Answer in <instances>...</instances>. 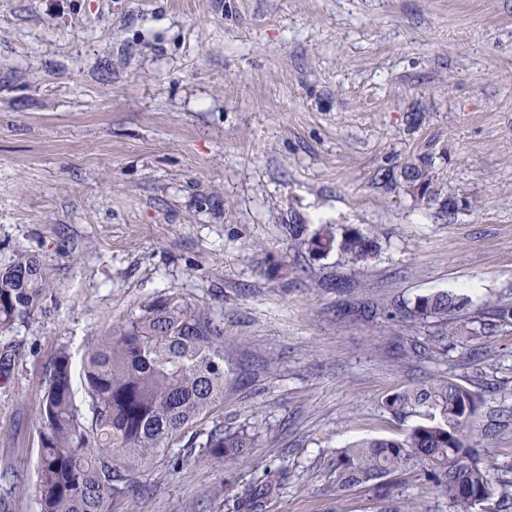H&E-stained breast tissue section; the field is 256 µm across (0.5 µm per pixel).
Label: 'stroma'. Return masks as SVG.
I'll use <instances>...</instances> for the list:
<instances>
[{
	"instance_id": "1",
	"label": "stroma",
	"mask_w": 512,
	"mask_h": 512,
	"mask_svg": "<svg viewBox=\"0 0 512 512\" xmlns=\"http://www.w3.org/2000/svg\"><path fill=\"white\" fill-rule=\"evenodd\" d=\"M426 159L454 220L411 195ZM357 227L367 265L313 258L288 227ZM38 256L42 309L0 334V512H40L37 407L56 347L80 358L142 302L179 292L224 316L228 469L160 466L131 512H379L336 495L331 460L400 438L391 392L445 377L512 399V327L484 355L403 344L362 297L512 300V0H0V263Z\"/></svg>"
}]
</instances>
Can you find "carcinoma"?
I'll use <instances>...</instances> for the list:
<instances>
[{"mask_svg":"<svg viewBox=\"0 0 512 512\" xmlns=\"http://www.w3.org/2000/svg\"><path fill=\"white\" fill-rule=\"evenodd\" d=\"M405 182L431 199L432 176L425 160L404 166ZM288 225L289 244L304 243L324 257L334 250L355 264H366L378 243L358 227L336 233L326 224L310 238ZM51 288L46 268L34 255L18 251L0 265V333L27 322ZM472 299L441 291L415 297L398 312L417 321L433 318L434 337L455 349L463 334L489 336L512 324V304L487 311L467 330L455 324ZM85 400L80 407L72 385L73 359L64 346L51 355L45 390L39 401L41 512H128L127 505L147 492V476L168 457L176 475L185 459L227 468L255 445L242 426L224 429L216 415L224 405V318L213 310L191 309L176 291L139 306L111 333L88 343L82 356ZM484 386L448 377L389 394L383 409L393 419L418 421L404 439L369 438L336 452L332 490L336 495L367 488L380 512H512V457L489 461L479 444H490L512 426V408L485 409ZM211 419L200 429L198 423ZM424 471L444 504H411L394 496L392 477L416 468ZM265 492L247 493L238 502L244 512H259Z\"/></svg>","mask_w":512,"mask_h":512,"instance_id":"cac0c4a2","label":"carcinoma"}]
</instances>
